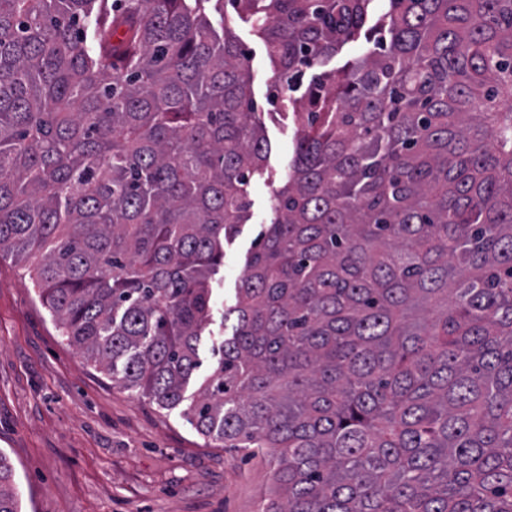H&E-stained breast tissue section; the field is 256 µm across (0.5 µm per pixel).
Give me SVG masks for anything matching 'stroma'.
<instances>
[{
    "label": "stroma",
    "mask_w": 512,
    "mask_h": 512,
    "mask_svg": "<svg viewBox=\"0 0 512 512\" xmlns=\"http://www.w3.org/2000/svg\"><path fill=\"white\" fill-rule=\"evenodd\" d=\"M242 45L272 150L251 187V219L224 246L216 306L235 288L289 171L298 94L276 90L265 42L232 7L210 13ZM35 257H0V451L22 512H261L273 489L262 457L216 447L178 411L113 386L61 335L30 277Z\"/></svg>",
    "instance_id": "obj_1"
}]
</instances>
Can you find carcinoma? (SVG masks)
<instances>
[{"mask_svg": "<svg viewBox=\"0 0 512 512\" xmlns=\"http://www.w3.org/2000/svg\"><path fill=\"white\" fill-rule=\"evenodd\" d=\"M211 2L0 0V255L41 253L113 385L268 458L262 512H512V0H389L379 49L305 85L190 394L271 152ZM232 2L288 88L373 31V0Z\"/></svg>", "mask_w": 512, "mask_h": 512, "instance_id": "obj_1", "label": "carcinoma"}]
</instances>
